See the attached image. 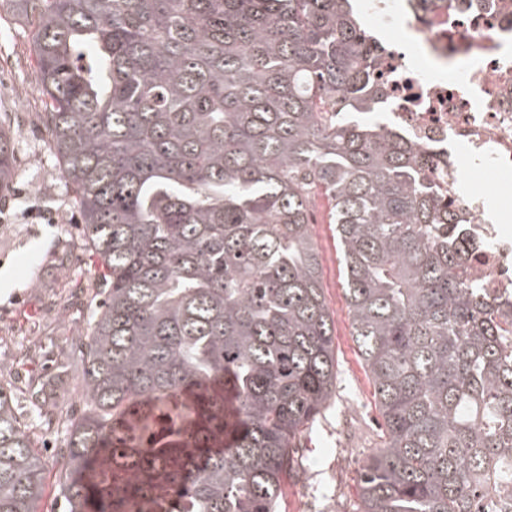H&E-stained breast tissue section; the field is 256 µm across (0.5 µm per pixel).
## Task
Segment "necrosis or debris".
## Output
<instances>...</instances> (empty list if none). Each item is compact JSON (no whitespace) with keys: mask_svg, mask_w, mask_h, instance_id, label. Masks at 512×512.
Returning a JSON list of instances; mask_svg holds the SVG:
<instances>
[{"mask_svg":"<svg viewBox=\"0 0 512 512\" xmlns=\"http://www.w3.org/2000/svg\"><path fill=\"white\" fill-rule=\"evenodd\" d=\"M378 55L379 106L415 144L426 176L452 201L468 273L512 311V226L464 173L512 177V0H356Z\"/></svg>","mask_w":512,"mask_h":512,"instance_id":"4bbe7bcc","label":"necrosis or debris"}]
</instances>
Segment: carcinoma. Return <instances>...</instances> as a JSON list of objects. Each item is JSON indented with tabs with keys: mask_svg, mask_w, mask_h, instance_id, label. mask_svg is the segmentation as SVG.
Returning a JSON list of instances; mask_svg holds the SVG:
<instances>
[{
	"mask_svg": "<svg viewBox=\"0 0 512 512\" xmlns=\"http://www.w3.org/2000/svg\"><path fill=\"white\" fill-rule=\"evenodd\" d=\"M31 25L46 143L102 262L82 373L19 412L0 381V512H277L336 389L311 228L330 201L352 336L387 441L356 512H496L512 488V320L377 110L348 0H8ZM14 169L0 126V192ZM195 391L193 406L175 401ZM59 444L60 443L58 441L56 442L54 439H48L47 442L43 439H38V442L36 443V446L40 447L37 448L39 453L42 455L44 460H46L50 469L46 474L44 493L38 505V512H66L65 499L56 484L54 476L55 471L50 467L52 463L50 451L46 452L44 450V447L56 448Z\"/></svg>",
	"mask_w": 512,
	"mask_h": 512,
	"instance_id": "cac0c4a2",
	"label": "carcinoma"
}]
</instances>
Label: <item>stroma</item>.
<instances>
[{
  "label": "stroma",
  "instance_id": "35a3bbf8",
  "mask_svg": "<svg viewBox=\"0 0 512 512\" xmlns=\"http://www.w3.org/2000/svg\"><path fill=\"white\" fill-rule=\"evenodd\" d=\"M32 30L0 7V123L14 135L13 188L0 202V378L21 411L43 403L39 377L73 362V340L93 313L99 260L81 245L79 215L47 147ZM334 323L336 390L303 432L298 472L284 480L280 512H355L362 466L384 444L374 387L352 336L342 255L329 205L311 224Z\"/></svg>",
  "mask_w": 512,
  "mask_h": 512
}]
</instances>
